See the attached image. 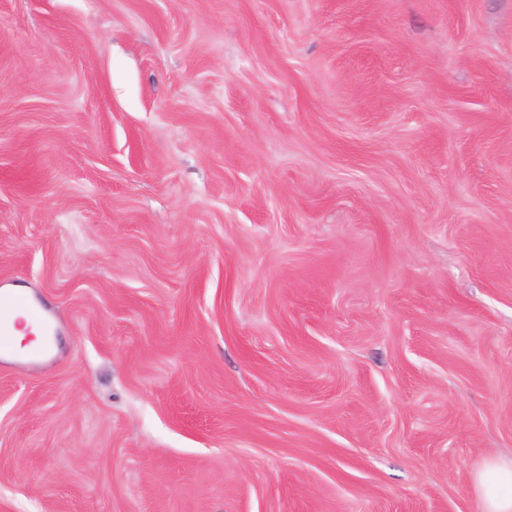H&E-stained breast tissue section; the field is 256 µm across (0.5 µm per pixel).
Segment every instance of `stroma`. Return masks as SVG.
<instances>
[{
    "mask_svg": "<svg viewBox=\"0 0 512 512\" xmlns=\"http://www.w3.org/2000/svg\"><path fill=\"white\" fill-rule=\"evenodd\" d=\"M0 512H483L512 459V0H0ZM46 310L42 306H36L31 299L24 294H12L0 292V359L11 357L15 354L11 338V316L13 313H23L38 322L45 335H49L56 328L44 317ZM507 487L512 489V461L493 459L475 477V489L485 512L512 511V492H504Z\"/></svg>",
    "mask_w": 512,
    "mask_h": 512,
    "instance_id": "1",
    "label": "stroma"
}]
</instances>
